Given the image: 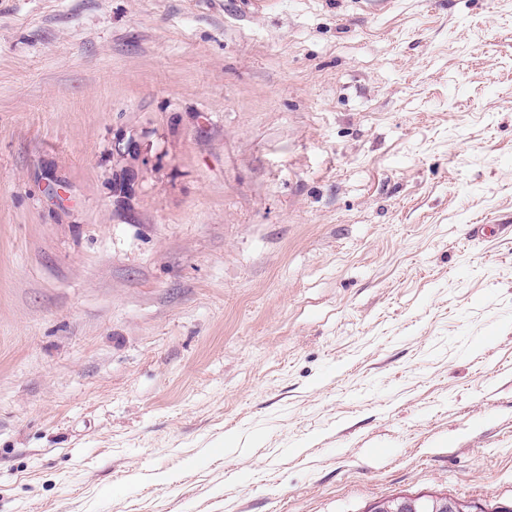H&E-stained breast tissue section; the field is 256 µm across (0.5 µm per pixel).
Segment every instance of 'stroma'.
<instances>
[{"label": "stroma", "instance_id": "obj_1", "mask_svg": "<svg viewBox=\"0 0 512 512\" xmlns=\"http://www.w3.org/2000/svg\"><path fill=\"white\" fill-rule=\"evenodd\" d=\"M420 495L512 508V0H0V512Z\"/></svg>", "mask_w": 512, "mask_h": 512}]
</instances>
